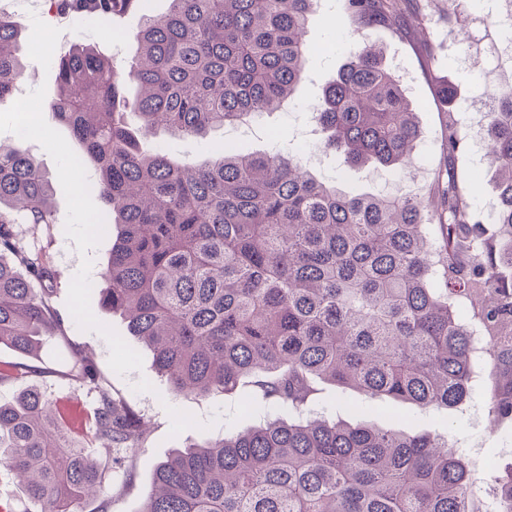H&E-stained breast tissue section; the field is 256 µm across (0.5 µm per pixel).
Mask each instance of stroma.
Here are the masks:
<instances>
[{
    "label": "stroma",
    "instance_id": "1",
    "mask_svg": "<svg viewBox=\"0 0 512 512\" xmlns=\"http://www.w3.org/2000/svg\"><path fill=\"white\" fill-rule=\"evenodd\" d=\"M407 17L421 20L416 32L405 40H397L389 32L367 30L371 43L381 47L392 68L408 72L405 89L416 110L421 138L415 160L407 174L394 177L391 171L367 165L353 169L343 167L335 152L319 148L310 136L314 104L321 99L327 83L335 76L345 59L347 46L358 40L349 17L341 8V0H321L309 19L306 40L311 44H327V53L309 55L305 78L297 87L293 101L285 110L264 115L260 122H247L210 132L203 139H173L164 132L141 139L143 150L164 149L177 160H206L211 151L229 145L242 152H264L271 149L304 148L307 168L318 178L336 182L350 194H367L395 179L410 190L431 189L443 167L442 127L446 108L435 93V79L450 78L462 100H480L486 88L512 84V71L488 74L484 44L467 48L449 46L448 29L466 25L486 39L496 35L499 22L497 0H479L477 6L456 15L448 9V0H399ZM9 11L22 34L27 65L18 92L0 100V142L10 143L17 126L28 125L27 147L52 183L54 223L35 240L44 249L58 275V288L52 304L62 319L67 341L49 336L40 352L42 360L55 364L52 375L33 379L50 399L64 402L80 398L83 405L93 407L91 394L77 393L71 381L63 377L74 347L84 348L107 378L114 393L152 419V435L145 448L131 461L129 473H113L107 500L84 501L82 512H138L144 491L149 487L155 468L173 450L225 430L242 431L256 424V417L242 414L234 396L215 395L205 399L191 396L171 397L161 391L152 355L138 346L128 335L121 316L112 314L87 297L92 285L99 283L107 262V241L92 224L94 217L106 209V202L89 187L90 172L74 159L75 145L65 128L48 109L47 102L56 90L52 58L79 43H94L111 55L117 65L127 64L136 49L140 26L139 11H130L121 19L111 37H104L100 26L85 20L66 19L49 12L45 0H11ZM47 29L50 44L30 40L36 28ZM388 414H372L375 425L387 427L392 416H400L401 427L409 433L439 430L447 433L459 452L484 460L492 456L503 462L512 461V425H492L488 417L486 395L476 388L463 410L423 413L409 403L392 401ZM178 415L191 416L196 426L181 433L174 432L172 420Z\"/></svg>",
    "mask_w": 512,
    "mask_h": 512
}]
</instances>
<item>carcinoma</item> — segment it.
I'll return each instance as SVG.
<instances>
[{"label":"carcinoma","mask_w":512,"mask_h":512,"mask_svg":"<svg viewBox=\"0 0 512 512\" xmlns=\"http://www.w3.org/2000/svg\"><path fill=\"white\" fill-rule=\"evenodd\" d=\"M112 27L118 0H47ZM319 0H169L142 16L129 69L93 44L54 61L48 108L92 165L106 202L100 233L113 238L96 289L153 354L171 396L237 395L243 408L274 406L242 432L203 436L158 464L139 512H486L466 464L445 436L307 415L320 385L451 410L471 381L489 378L492 420L512 422V86L488 91L487 163L496 204L484 223L461 187L467 138L449 113L447 183L427 196L401 187L350 195L318 179L301 153L228 149L206 162L146 153L158 129L178 139L279 111L293 99ZM359 28L407 37L398 0H343ZM20 32L0 12V99L25 76ZM138 89L127 121V87ZM324 147L343 166L403 171L420 128L399 76L364 43L314 107ZM52 187L17 138L0 143V344L26 358L41 337L64 335L51 308L56 275L21 236L53 223ZM438 221V245L423 227ZM117 232H112V229ZM0 364V385L50 374ZM65 376L94 396L91 440L128 470L150 423L112 393L75 349ZM75 415L26 386L0 402V475L20 480L27 512H79L105 492L99 462L71 442ZM499 512H512V463L492 471Z\"/></svg>","instance_id":"cac0c4a2"}]
</instances>
